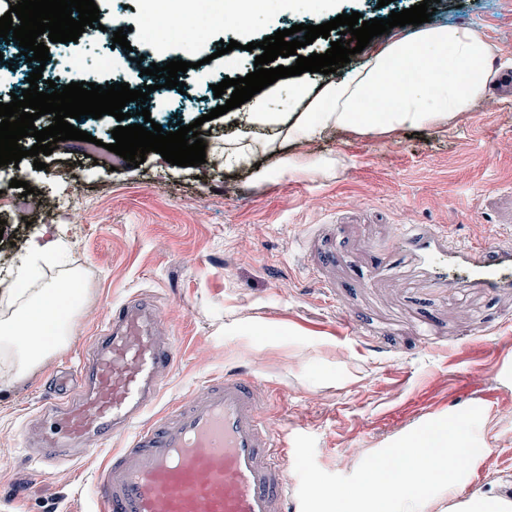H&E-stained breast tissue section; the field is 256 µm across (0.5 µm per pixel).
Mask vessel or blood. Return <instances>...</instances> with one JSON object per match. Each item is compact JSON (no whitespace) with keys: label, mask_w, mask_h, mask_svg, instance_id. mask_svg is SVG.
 Segmentation results:
<instances>
[{"label":"vessel or blood","mask_w":512,"mask_h":512,"mask_svg":"<svg viewBox=\"0 0 512 512\" xmlns=\"http://www.w3.org/2000/svg\"><path fill=\"white\" fill-rule=\"evenodd\" d=\"M396 247L403 262L377 267L376 277L441 284L447 274L436 259L447 255L470 271L463 289L512 288V276L503 272L512 265V250L494 243L457 250L447 235L408 225ZM176 355L174 340L159 334L150 300L131 298L113 307L79 385L65 375L54 379L27 445L45 463L106 449L94 512H291L283 437L264 419L265 402L251 374L229 372L207 381L144 421ZM116 436L127 437L126 447L111 448Z\"/></svg>","instance_id":"b4317fda"}]
</instances>
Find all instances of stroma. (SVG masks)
<instances>
[{
	"mask_svg": "<svg viewBox=\"0 0 512 512\" xmlns=\"http://www.w3.org/2000/svg\"><path fill=\"white\" fill-rule=\"evenodd\" d=\"M503 0H438L432 23L469 28L497 51L512 75V12ZM127 28L134 54L157 64L181 57V44L157 33L141 43L135 27L147 0H97ZM199 23L207 21L199 16ZM318 17L267 11L246 31L206 28L191 54L209 83L181 74L185 95L156 92L153 118L199 122L206 162L180 167L151 152L139 167L107 146L115 117L81 123L100 144L68 140L45 156L0 167V291L10 287L27 246L69 241L49 279L79 273V311L63 349L0 389V512H87L105 453L46 467L24 448L22 429L48 396V375L74 364L105 326L112 305L151 296L181 356L157 408L233 371L255 373L267 397V422L287 431L288 476L300 487L296 512H336L330 495L351 487L374 457L403 447L440 422L465 417L472 461L456 495L487 492L512 479V291L462 296L456 283L436 292L372 277L397 258L403 225L447 230L451 245L493 240L512 249V89L498 82L444 130L407 128L392 138L334 134L311 144L340 158L328 177L278 173L275 158L228 169L220 154L232 128L215 108L212 84L246 76L245 46ZM235 40V68L215 54ZM272 170L257 181L254 168ZM19 179L59 205L54 223L31 213L11 187ZM360 335L349 338L344 322ZM321 486L324 497L313 494Z\"/></svg>",
	"mask_w": 512,
	"mask_h": 512,
	"instance_id": "1",
	"label": "stroma"
}]
</instances>
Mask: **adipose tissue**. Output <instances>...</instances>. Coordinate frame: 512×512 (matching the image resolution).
<instances>
[{
  "label": "adipose tissue",
  "instance_id": "1",
  "mask_svg": "<svg viewBox=\"0 0 512 512\" xmlns=\"http://www.w3.org/2000/svg\"><path fill=\"white\" fill-rule=\"evenodd\" d=\"M495 50L468 29L428 24L413 36L388 43L356 66L323 75L304 73L290 82L287 111L271 102L278 88L253 96L227 112L224 121L234 127L233 139L224 143V164H249L256 151L279 157L286 174L329 175L338 160L305 152V145L336 130L359 136L393 137L413 127L443 129L484 98L498 75ZM404 67L420 74L417 84L397 81ZM386 101L381 112L369 111L368 97ZM297 145V152L281 154L282 143ZM60 240L32 243L0 311V387L9 385L37 364L50 347L61 346L68 334L56 306L66 297L71 280H49L44 269L56 258ZM469 429L457 421L435 429L433 436L414 446L372 459L358 483L334 493L336 512H424L426 493L435 488L452 492L464 467L448 463L449 453L466 457Z\"/></svg>",
  "mask_w": 512,
  "mask_h": 512
}]
</instances>
